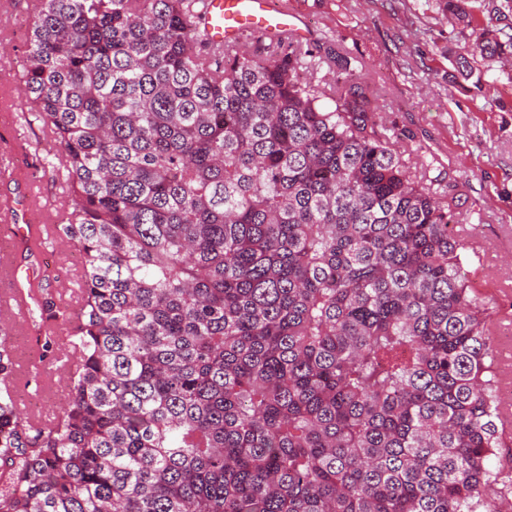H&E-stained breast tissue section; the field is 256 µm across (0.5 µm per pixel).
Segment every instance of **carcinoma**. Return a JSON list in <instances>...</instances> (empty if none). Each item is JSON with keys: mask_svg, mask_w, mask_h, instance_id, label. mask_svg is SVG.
<instances>
[{"mask_svg": "<svg viewBox=\"0 0 512 512\" xmlns=\"http://www.w3.org/2000/svg\"><path fill=\"white\" fill-rule=\"evenodd\" d=\"M472 0H438L472 24ZM195 0H36L22 82L83 255L66 400L3 381L0 512H505L496 353L448 208L375 134L356 60L200 42ZM489 22L448 56L512 63Z\"/></svg>", "mask_w": 512, "mask_h": 512, "instance_id": "obj_1", "label": "carcinoma"}]
</instances>
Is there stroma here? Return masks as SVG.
Wrapping results in <instances>:
<instances>
[{
    "label": "stroma",
    "instance_id": "obj_1",
    "mask_svg": "<svg viewBox=\"0 0 512 512\" xmlns=\"http://www.w3.org/2000/svg\"><path fill=\"white\" fill-rule=\"evenodd\" d=\"M31 0H0V147L15 169L0 178V203L14 200L44 224L62 217L68 199L46 163L54 148L38 124H27L28 102L19 78L26 64ZM307 31L305 46L319 55L353 57L369 89L377 131L397 152L410 175L428 184L447 205L450 230H471L484 242V260L465 270L475 296L507 313L497 336H512V68L480 62L482 91L449 83V51L472 40V30L452 26L437 0H288ZM63 243L47 244L39 257L21 251L19 266L48 296L75 288L82 267ZM36 325L11 326L8 345L15 360L16 403L50 416L65 394L58 353L29 356L20 346Z\"/></svg>",
    "mask_w": 512,
    "mask_h": 512
}]
</instances>
